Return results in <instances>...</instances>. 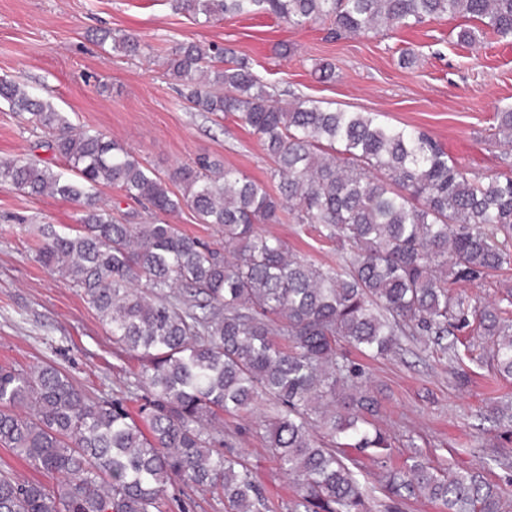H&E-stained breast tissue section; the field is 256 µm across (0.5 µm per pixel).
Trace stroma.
<instances>
[{
	"instance_id": "1",
	"label": "stroma",
	"mask_w": 512,
	"mask_h": 512,
	"mask_svg": "<svg viewBox=\"0 0 512 512\" xmlns=\"http://www.w3.org/2000/svg\"><path fill=\"white\" fill-rule=\"evenodd\" d=\"M136 35L147 49L131 57L100 44V31ZM457 22L447 18L415 30L389 28L363 38L330 34L327 27L295 28L255 17L209 23L180 11L175 0H0V75L24 80L67 113L75 127L100 131L131 149L160 176L200 156L269 181L271 161L257 135L232 118L190 108L168 73L180 43L233 49L254 74L277 86L282 101L309 99L332 109L382 112L399 126L428 132L470 175L512 173V148H489L493 115L512 106V47H462ZM419 57L400 66L402 50ZM329 76H322V68ZM48 135L26 115L0 105V159L33 157L70 177L43 147ZM100 198L130 224H174L223 247L217 226L198 223L190 208L153 213L117 190ZM80 207L0 183V365L18 369L49 362L91 396H124L140 359L118 347L108 326L77 287L51 275L35 259L39 228L76 233ZM289 249L318 265H335L334 243L303 224H274ZM475 344L465 365L423 349L405 336L397 353L364 361L381 403L377 425L392 437V465L412 455L444 469L483 468L512 501V432L493 422L489 408L512 400V379L493 376ZM469 374L459 383L458 368ZM272 406L262 403L224 419L234 453L254 472L277 512H287L293 485L279 470L256 423ZM498 462H488L490 453Z\"/></svg>"
}]
</instances>
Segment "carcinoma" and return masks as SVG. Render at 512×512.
<instances>
[{
	"instance_id": "carcinoma-1",
	"label": "carcinoma",
	"mask_w": 512,
	"mask_h": 512,
	"mask_svg": "<svg viewBox=\"0 0 512 512\" xmlns=\"http://www.w3.org/2000/svg\"><path fill=\"white\" fill-rule=\"evenodd\" d=\"M204 22L269 16L290 27L328 23L368 36L460 18L457 42L512 44V0H176ZM112 49L144 52L135 35ZM172 48L169 74L199 112L250 127L274 167L267 183L207 158L163 178L120 143L76 130L18 78L0 77V101L50 132L44 147L76 179L28 157L0 160V183L79 204L82 232L41 230L36 260L77 287L113 341L142 359L127 396L96 399L53 364L0 367V446L51 480L0 470V512H166L169 486L224 500V512H273L241 458L224 454V415L275 402L258 429L295 484L288 512H366L374 488L386 512L418 496L444 512H506L501 489L471 470L440 472L414 457L387 465L391 443L372 419L379 402L345 343L384 357L420 336L457 363L454 328L489 341L494 374L512 378V285L471 305L452 288L512 266V175L472 178L422 131L380 112L284 104L228 49ZM492 144L512 146V110L495 113ZM180 188L181 194L171 190ZM115 187L159 212L186 204L224 233V249L174 224H121L97 196ZM314 224L342 262L312 263L262 224ZM141 396L138 417L128 401ZM354 450L377 465L361 469Z\"/></svg>"
}]
</instances>
